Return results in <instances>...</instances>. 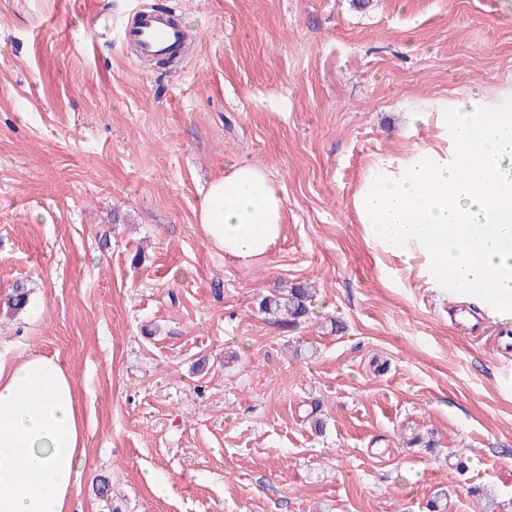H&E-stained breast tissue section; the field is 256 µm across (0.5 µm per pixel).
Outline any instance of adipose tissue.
Instances as JSON below:
<instances>
[{"label":"adipose tissue","mask_w":512,"mask_h":512,"mask_svg":"<svg viewBox=\"0 0 512 512\" xmlns=\"http://www.w3.org/2000/svg\"><path fill=\"white\" fill-rule=\"evenodd\" d=\"M431 141L380 160L353 198L381 255L432 287L512 312V86L475 89L408 115ZM281 184L246 161L206 179L197 220L225 260L250 265L283 236ZM85 423L71 374L53 356L0 365V512H68L83 472Z\"/></svg>","instance_id":"adipose-tissue-1"}]
</instances>
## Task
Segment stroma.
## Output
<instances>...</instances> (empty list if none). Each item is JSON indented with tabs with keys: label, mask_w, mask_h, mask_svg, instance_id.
<instances>
[{
	"label": "stroma",
	"mask_w": 512,
	"mask_h": 512,
	"mask_svg": "<svg viewBox=\"0 0 512 512\" xmlns=\"http://www.w3.org/2000/svg\"><path fill=\"white\" fill-rule=\"evenodd\" d=\"M145 6L191 31L176 63L124 45ZM509 80L512 0H0V363L74 379L68 512H512L503 316L459 322L352 206L426 140L412 105ZM239 160L286 197L250 266L196 215ZM295 283L305 323L259 312Z\"/></svg>",
	"instance_id": "1"
}]
</instances>
